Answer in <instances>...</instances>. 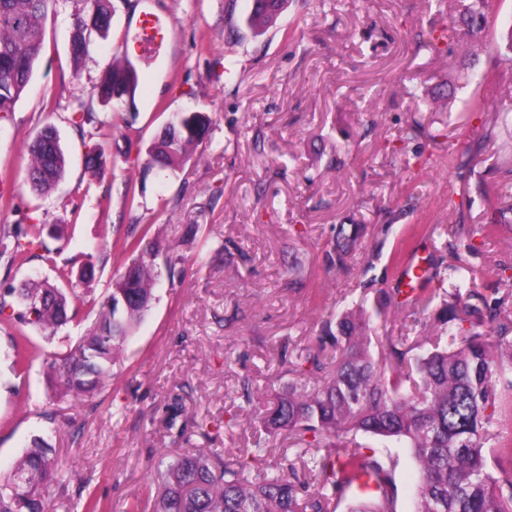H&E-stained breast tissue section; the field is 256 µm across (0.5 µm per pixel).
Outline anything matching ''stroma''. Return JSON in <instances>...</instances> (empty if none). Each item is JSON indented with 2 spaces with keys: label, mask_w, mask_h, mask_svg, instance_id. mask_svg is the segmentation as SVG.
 Here are the masks:
<instances>
[{
  "label": "stroma",
  "mask_w": 512,
  "mask_h": 512,
  "mask_svg": "<svg viewBox=\"0 0 512 512\" xmlns=\"http://www.w3.org/2000/svg\"><path fill=\"white\" fill-rule=\"evenodd\" d=\"M473 0H288L276 24L249 28L251 0H112L106 38L81 66L70 35L81 0H57L44 50L15 109L0 123V226L40 221L54 228L28 246L23 267L0 259V295L22 281L54 279L45 260L91 254L85 301L101 300L124 269L122 244L151 225L174 276H161L150 310L114 365L109 386L57 404L44 370L85 328L69 324L48 340L17 332V307L0 313V475L36 435L47 436L68 475L54 484L48 512H152L153 466L185 450L251 447L258 424L225 432L234 392L250 378L260 398L282 384V345L304 347L323 320L350 301L375 310L397 286L410 250L476 272L488 299L512 297L498 272L512 274V66L501 60L512 0L479 35L484 85L463 82V58L425 35L469 14ZM151 19L149 50L132 34ZM238 64L227 79V60ZM131 61L144 90L102 101L95 88L113 63ZM487 99L489 112L469 110ZM203 112L210 128L174 172L149 167L156 132L174 112ZM92 113L93 121L75 125ZM111 127H103L102 119ZM54 126L68 159L46 195L25 181V144ZM101 143L107 165L86 171ZM474 155L472 181L449 155ZM506 187L485 200L476 183ZM199 232L187 240L188 225ZM362 224V249L347 270L323 264L337 225ZM55 262V263H56ZM434 308L388 307L370 323L379 338L429 336ZM40 351L16 365L27 342Z\"/></svg>",
  "instance_id": "35a3bbf8"
}]
</instances>
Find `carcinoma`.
<instances>
[{"label": "carcinoma", "mask_w": 512, "mask_h": 512, "mask_svg": "<svg viewBox=\"0 0 512 512\" xmlns=\"http://www.w3.org/2000/svg\"><path fill=\"white\" fill-rule=\"evenodd\" d=\"M71 32V56L80 62L92 38L110 27L112 0H83ZM285 0H253L250 23L271 21ZM53 0H0V122L13 119L45 44V21ZM494 0H475L469 34L487 24ZM137 72L118 62L97 85L110 100L130 93ZM209 125L203 112H176L150 146L149 164L174 171L186 162ZM26 181L44 195L63 177L67 157L54 127L27 143ZM104 149L86 153L85 167L104 170ZM46 224L21 231L0 228V259L21 267L27 251L20 238L40 241ZM363 228L336 229L326 262L338 270L359 248ZM131 255L96 313L88 332L49 364L47 381L55 398L91 397L112 379L137 325L154 299L162 271L161 243L146 227L124 245ZM452 302L443 303L437 333L425 340L402 336L390 343L392 363L371 351L370 316L364 306L347 309L321 329L318 342L296 357L282 356L290 380L267 401L260 415L263 435L245 455L185 452L157 471L153 512H326L331 502L345 512H398V453L358 441L380 437L407 450L419 470L412 512H512V336L502 303L452 284ZM16 321L54 336L75 319L68 294L49 281H27L17 291ZM288 433L298 448H315L304 470L269 465L260 480L251 469L266 461L270 438ZM56 450L35 436L10 474L0 479V512H45V498L57 480ZM374 489L348 498L361 480Z\"/></svg>", "instance_id": "1"}]
</instances>
